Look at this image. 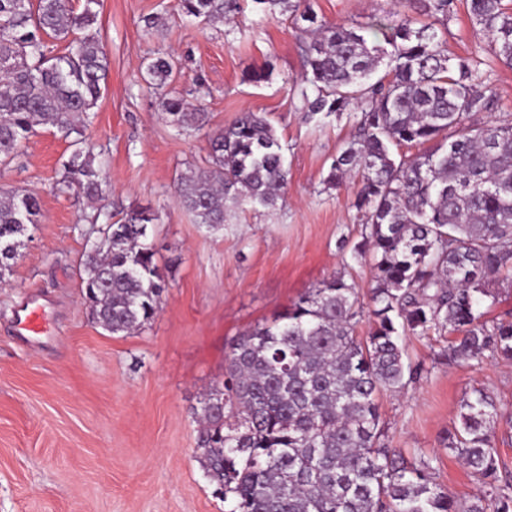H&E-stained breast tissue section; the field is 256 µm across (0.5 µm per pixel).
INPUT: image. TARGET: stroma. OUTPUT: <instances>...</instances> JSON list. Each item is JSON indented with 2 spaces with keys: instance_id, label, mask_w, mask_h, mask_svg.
Segmentation results:
<instances>
[{
  "instance_id": "1",
  "label": "stroma",
  "mask_w": 512,
  "mask_h": 512,
  "mask_svg": "<svg viewBox=\"0 0 512 512\" xmlns=\"http://www.w3.org/2000/svg\"><path fill=\"white\" fill-rule=\"evenodd\" d=\"M320 17L364 25L401 21L393 0H314ZM162 23L148 28L147 19ZM108 58L106 89L86 131L107 193L92 204L58 182L73 148L39 126L8 166L0 188L38 193L41 212L11 272L0 282V512H226L194 453L195 412L224 379L230 343L332 276L359 291L368 265L352 261L362 224L352 188L322 180L351 124L307 123L294 94L300 30L257 13L251 0L232 23L184 16L179 0H100L93 25ZM448 51L485 55L488 37L457 5ZM156 56L177 64L174 85L193 91L201 129L177 133L160 92L145 80ZM267 115L285 148L288 180L273 208L232 213L218 229L195 223L176 194L180 174L205 167L211 132L242 112ZM128 206L158 217L153 237L166 288L153 320L113 335L92 322L78 262L96 239L91 218ZM51 307L47 336H18L13 313L28 296ZM447 338L407 340L420 377L380 397L393 447L432 459L449 496L469 501L482 485L444 448L459 403L472 388L512 413V363H441Z\"/></svg>"
}]
</instances>
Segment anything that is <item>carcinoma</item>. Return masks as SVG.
<instances>
[{"mask_svg":"<svg viewBox=\"0 0 512 512\" xmlns=\"http://www.w3.org/2000/svg\"><path fill=\"white\" fill-rule=\"evenodd\" d=\"M241 0H180L187 17L222 22ZM287 15L300 44L297 97L305 120L352 123L350 141L323 184L357 186L365 224L351 258L370 262L367 300L341 276L311 289L269 323L237 337L224 381L202 402L196 458L224 488L228 512H512L501 482L495 431L503 414L474 388L443 439L484 487L471 502L448 496L432 460L391 446L379 398L401 392L423 371L407 356L408 336L454 334L438 356L450 363L512 362V321L485 319L495 286L512 281V114L477 90L481 59L452 57L441 27L455 0H396L403 18L353 28L319 17L312 0H253ZM489 36L491 59L512 68V0H466ZM99 0H0V166L40 125L75 146L59 184L98 201L104 181L83 147L108 68L87 32ZM54 54L47 39H66ZM175 64L146 65L150 84L174 81ZM170 126L205 122L182 93L162 101ZM283 146L264 116L244 112L210 137L208 167L180 175L178 197L196 223L215 229L244 205L273 207L287 183ZM39 197L0 189V277L19 257ZM157 215L133 207L98 224L80 262L92 320L129 334L155 316L163 292L151 236ZM367 319V336L356 328Z\"/></svg>","mask_w":512,"mask_h":512,"instance_id":"obj_1","label":"carcinoma"}]
</instances>
